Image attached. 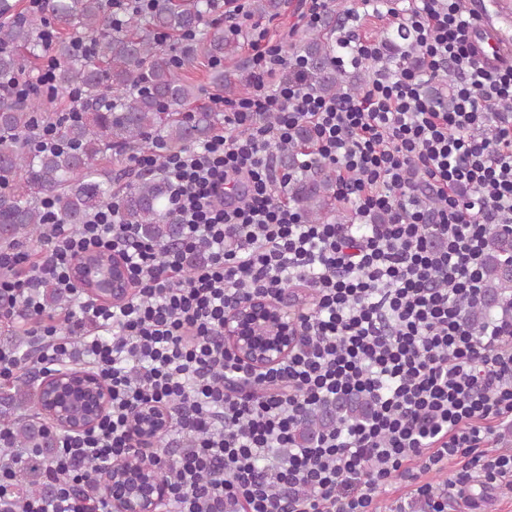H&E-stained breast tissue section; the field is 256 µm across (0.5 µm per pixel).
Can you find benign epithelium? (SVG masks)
<instances>
[{
    "label": "benign epithelium",
    "mask_w": 512,
    "mask_h": 512,
    "mask_svg": "<svg viewBox=\"0 0 512 512\" xmlns=\"http://www.w3.org/2000/svg\"><path fill=\"white\" fill-rule=\"evenodd\" d=\"M102 254H81L70 276L98 306L126 301L131 273L125 260L113 252L112 274L102 276L93 259ZM301 336L296 304L258 293L242 302H231L224 310V348L246 366L261 369L288 357ZM38 389L45 391L42 413L48 423L63 432L83 433L99 425L112 401L110 386L96 373L65 367L36 376ZM132 435L141 451L115 463L107 476L112 512H166L171 491L155 480L151 458L156 435L165 431L169 416L163 409L142 406L136 411Z\"/></svg>",
    "instance_id": "obj_1"
}]
</instances>
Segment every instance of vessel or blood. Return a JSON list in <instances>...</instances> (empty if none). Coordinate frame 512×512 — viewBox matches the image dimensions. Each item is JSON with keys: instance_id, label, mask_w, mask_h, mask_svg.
Returning a JSON list of instances; mask_svg holds the SVG:
<instances>
[{"instance_id": "vessel-or-blood-1", "label": "vessel or blood", "mask_w": 512, "mask_h": 512, "mask_svg": "<svg viewBox=\"0 0 512 512\" xmlns=\"http://www.w3.org/2000/svg\"><path fill=\"white\" fill-rule=\"evenodd\" d=\"M466 10L471 17L470 44L475 57L487 68H495L512 60V37L498 24L499 19L512 15L501 0H469Z\"/></svg>"}]
</instances>
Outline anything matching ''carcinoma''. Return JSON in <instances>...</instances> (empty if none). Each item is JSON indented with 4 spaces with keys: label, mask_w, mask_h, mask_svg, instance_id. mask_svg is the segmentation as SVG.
<instances>
[{
    "label": "carcinoma",
    "mask_w": 512,
    "mask_h": 512,
    "mask_svg": "<svg viewBox=\"0 0 512 512\" xmlns=\"http://www.w3.org/2000/svg\"><path fill=\"white\" fill-rule=\"evenodd\" d=\"M50 8L60 36L48 47L34 21L10 14L0 17V45L5 46L0 50V88H5L0 93V248L13 249L40 238L44 200L54 201L61 223L83 224L112 198L114 184L120 181V222L132 225L143 237L176 245L182 225L168 205L165 182L146 173L114 174L104 165L112 163L114 154L150 145L166 155L180 153L209 140L221 124L218 112L185 111L199 88L182 77L160 38L196 32L190 60L202 57L234 64L241 53L240 40L202 28L212 0H153L150 11L130 16L120 29L112 27L105 0H51ZM251 8L259 16L271 17L279 12L281 0H252ZM344 20V13H330L296 47L307 62L311 90L327 98L356 87L336 60L333 35ZM81 41L92 42L93 51L79 52ZM48 49L59 62L57 86L82 92L80 112L57 128L61 146L32 152L26 138L35 121L55 123L58 113L42 111L40 100L16 99L6 88ZM310 141L311 130L303 125L291 143L279 148V164L290 178L289 199L314 224L341 220L335 207L336 168L325 163L305 166L299 160ZM39 298L50 311L67 302L49 282L42 284ZM510 305L512 230L493 229L485 249L481 297L463 307V317L479 332L495 319V311L505 315ZM40 403L31 381L0 383V425L12 432V446L0 449V454L14 459L16 448L33 452L17 471L12 498L0 500V512H14L21 500L52 494L45 466L56 441L40 416ZM370 413L366 398H340L307 414L292 442L301 448L320 433L343 422L362 421Z\"/></svg>",
    "instance_id": "carcinoma-1"
}]
</instances>
